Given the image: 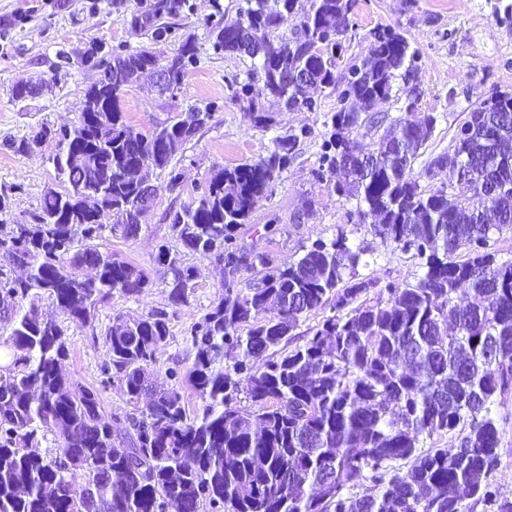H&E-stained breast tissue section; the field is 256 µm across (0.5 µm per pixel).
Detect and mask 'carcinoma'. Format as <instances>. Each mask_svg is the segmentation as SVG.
Listing matches in <instances>:
<instances>
[{"instance_id": "carcinoma-1", "label": "carcinoma", "mask_w": 512, "mask_h": 512, "mask_svg": "<svg viewBox=\"0 0 512 512\" xmlns=\"http://www.w3.org/2000/svg\"><path fill=\"white\" fill-rule=\"evenodd\" d=\"M355 3L241 0L235 16L211 23L212 49L250 57L264 95L288 111L315 109L313 86L336 88L313 175L356 198L361 223L419 258L423 274L405 286L358 278L362 250L343 231L283 269L265 252L238 256L236 232L293 160L298 135L254 162L214 169L195 204L163 216L186 251L224 266V292L187 330L194 359L185 382L203 406L191 413L177 389L152 386L166 313L119 317L105 332L104 367L131 407L126 447H117L96 390L62 368L64 326L44 318L35 299L45 294L70 322L90 326L114 294L148 287L144 270L92 241L105 229L137 239L143 182L158 170L181 186L173 159L217 105H191L144 138L120 96L159 57L109 52L112 82L87 86L73 125H42L5 142L27 155L35 139L57 136L63 149L51 162L63 190L44 192L32 224L0 219V512H512V498L491 482L500 461L496 406L512 398V260L497 259L495 248L512 230V95L495 91L479 103L456 127L453 152L427 162V177L447 169L464 182L452 193L421 187L413 164L436 117L417 111L411 89L404 114L389 121L374 112L418 54L402 34L378 27L369 58L337 72ZM173 9L157 0L131 23L158 40L169 31L158 21ZM290 17L297 24L285 38L278 31ZM198 62L195 42L185 40L166 58L163 90H177ZM296 74L307 80L293 82ZM234 97L268 124L252 80ZM363 128L383 130L368 154L357 141ZM156 262L172 274L169 301L185 303L194 267L165 244ZM14 266L25 276H12ZM79 268L93 273L82 285L72 279ZM257 268L263 275L238 287V273ZM469 292L480 304H459ZM313 312L322 313L318 323L294 333ZM436 435L453 441L423 449ZM48 438L50 455L34 451ZM366 482L369 492L358 493Z\"/></svg>"}]
</instances>
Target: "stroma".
Segmentation results:
<instances>
[{"instance_id":"35a3bbf8","label":"stroma","mask_w":512,"mask_h":512,"mask_svg":"<svg viewBox=\"0 0 512 512\" xmlns=\"http://www.w3.org/2000/svg\"><path fill=\"white\" fill-rule=\"evenodd\" d=\"M155 0H0V192L14 186L22 191L12 200L6 215L15 224L32 223L43 192L57 187L50 161L56 151L47 143L32 155H17L5 148L9 139L31 135L41 125L62 126L76 121L83 108L84 91L97 80L96 67L58 68L59 50L71 51L96 40L110 49L133 52L149 49L166 57L182 41L193 39L200 61L190 67L177 91L158 94L150 77L127 86L120 105L131 125L148 132L187 105L217 102L209 122L175 156L184 180L170 189L163 174H155V205L136 240L127 241L103 231L96 243L142 268L150 278L141 294L114 295L101 306L93 326L67 324L68 357L64 369L82 385L100 393L105 415L121 418L128 410L118 384L106 383L101 371L107 360L105 330L119 315L140 316L165 312L170 336L154 367L159 386L182 384L193 356L186 340L190 325L212 306L222 291L224 273L213 256L185 254L162 215L202 195L211 169L234 167L267 156L276 139L299 130L307 135L296 146V157L272 183L267 197L237 232V244L245 250L268 253L274 266L296 262L305 246L316 239L335 238L345 230L350 240L364 248L360 276L405 284L422 273L419 259L383 243L370 225L360 223L357 201L340 198L325 182L317 180L320 146L329 115L337 107L334 89H314L315 111L289 112L273 99L258 104L272 122L255 126L248 112L233 97L237 83L246 81L252 68L248 57L214 53L210 22L216 13L231 17L239 0H180L175 14L163 16L169 26L165 40L155 41L147 30L133 27V14L149 11ZM348 33V57L364 59L370 52L368 32L390 25L410 42L419 55L410 84L419 94L420 111L436 116L432 138L414 164L421 185L447 184L448 172L425 178L429 156L453 149L456 127L493 91L512 93V0H357ZM40 85V94L16 100L12 87L18 79ZM181 252L185 265L197 276L186 303L175 306L168 299L170 273L155 261L160 244ZM500 462L493 474L499 492L512 497V400L498 406Z\"/></svg>"}]
</instances>
